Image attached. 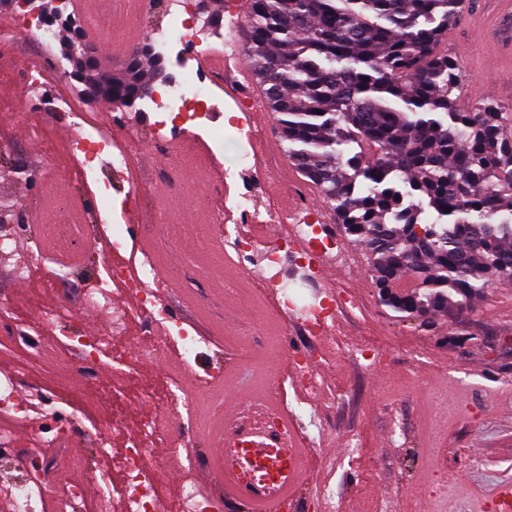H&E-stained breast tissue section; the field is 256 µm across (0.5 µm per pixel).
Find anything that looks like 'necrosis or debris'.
Returning <instances> with one entry per match:
<instances>
[{"label":"necrosis or debris","instance_id":"necrosis-or-debris-1","mask_svg":"<svg viewBox=\"0 0 512 512\" xmlns=\"http://www.w3.org/2000/svg\"><path fill=\"white\" fill-rule=\"evenodd\" d=\"M187 0H131L127 23L138 28L150 12L159 10L172 20L158 27L151 36L155 54L172 69V77L162 93L147 96L134 105H117L112 113L113 130L95 126L88 113L82 112L63 88L61 66L47 58L44 67L19 69L11 57H0V82L10 83L23 95L26 115L36 129L49 124L65 125L72 137V166L56 160V145L45 140L40 145V165L26 158H14L8 174L22 182L47 189L50 176L60 173L85 186L97 189L96 201L72 200L48 212L38 228L36 242H29L31 226L28 211L12 199L0 196V266L13 279L27 282L40 275L41 287L56 292L55 302L40 308L33 323H25L14 307L0 303V343L17 349L19 364L0 373V416L11 424L0 428V461L17 463V477L0 484V503L6 512H224V498L200 491L193 481H183L174 497L163 495L171 466H192L196 460L193 430L199 423L201 396H208L209 406L221 407L219 392L209 387L208 373L195 376L191 387L177 380L141 387L142 398L151 402L155 413L145 419L136 432L126 430V416L114 409L106 423L85 426L76 408L60 399L45 385L29 383L27 369L39 363L47 367L63 365L77 371L85 389H98L105 370L133 376L138 363L176 353L183 367L195 365L213 341L195 328L186 326L167 300L170 288H181L187 295L197 292L206 278L203 256L230 250L235 267L244 272L259 290H272L274 310L290 315L292 325L302 334L315 339L313 348L287 343L288 363L298 385L309 394L319 386L321 365L329 361L352 359L369 367L380 362L384 352L376 343L351 345L337 343L342 331V316L354 306V300L342 293L330 294L327 300L301 303L293 289L287 288L286 271L315 276L316 250L332 251L336 239L323 225L300 219L299 211L286 215L260 212L255 207L257 183L235 179L224 172L213 183L216 198H223L226 187L234 189L235 211L240 224L231 228L224 223L223 209L211 216L213 229L200 238L196 257L186 259L176 280L158 277L160 258L170 247L168 223L155 205L157 184H164L169 196L188 195L184 180L187 161L210 164L212 146L221 137L214 131V114L224 105L221 91L224 71L191 69V57L209 49L215 26L206 16L187 23L181 12ZM58 20L49 16L22 12L18 26L8 32L7 40L19 44L33 37L37 46H50L57 38ZM149 110L157 119L150 132H143L139 114ZM194 128L189 141H182V126ZM150 142L162 164L158 179L141 182L114 199L106 170L127 172L131 169L142 134ZM138 206L136 223H126L131 206ZM286 218L295 226L285 241L263 244L255 229ZM138 236L151 238L155 246L143 253L138 273H130L120 264L119 256ZM94 244L101 271L83 278L79 291L82 309L106 314L101 327L89 331L75 330L70 303L64 287L74 271L68 252ZM133 300L132 305L117 303L116 293ZM28 428L24 452H17L14 425ZM232 432L248 437L261 432L273 439L288 435L282 409L272 400L244 404L241 419L231 424ZM163 441L166 456L153 448ZM90 446L94 459L64 454L54 458L46 449L62 442ZM80 472V480L69 475Z\"/></svg>","mask_w":512,"mask_h":512}]
</instances>
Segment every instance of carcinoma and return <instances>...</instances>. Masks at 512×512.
<instances>
[{
  "label": "carcinoma",
  "mask_w": 512,
  "mask_h": 512,
  "mask_svg": "<svg viewBox=\"0 0 512 512\" xmlns=\"http://www.w3.org/2000/svg\"><path fill=\"white\" fill-rule=\"evenodd\" d=\"M463 0H251L245 55L288 158L370 256L381 302L429 318L512 283V112L461 104L439 46ZM89 99L132 106L164 70L70 60Z\"/></svg>",
  "instance_id": "cac0c4a2"
}]
</instances>
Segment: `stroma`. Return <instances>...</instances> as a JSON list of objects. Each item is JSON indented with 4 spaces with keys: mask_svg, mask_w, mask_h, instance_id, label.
<instances>
[{
    "mask_svg": "<svg viewBox=\"0 0 512 512\" xmlns=\"http://www.w3.org/2000/svg\"><path fill=\"white\" fill-rule=\"evenodd\" d=\"M476 7L472 18L449 27L444 40L464 76L461 100L467 105L491 101L512 108V67L485 66L487 57L499 50L496 0H476ZM20 99L16 87L0 83V141L12 150L11 155L0 156V166H9L15 154L34 163L40 160ZM262 129L269 150L279 157L280 170L291 176L283 191L307 192L317 219L332 224L334 215L319 191L294 172L276 116H269ZM208 186V180L197 179L194 197L179 204L182 238L160 265V277L178 273L194 248L193 235L205 229L213 206ZM334 234L336 253L320 257V276L307 296L317 301L332 290L352 296L356 309L343 318L347 339L355 344L376 340L387 349V357L369 369L354 361L323 368L322 388L310 395L293 381L277 346L281 319L268 295L247 304L216 301L205 307L175 288L169 299L178 313L216 345L199 360L198 368L226 367L224 393L237 402L248 401L251 392H264L268 382H275L276 397L287 413L301 405L316 420L321 440L308 458V482L300 490L301 499L312 497L328 482L338 503L361 497L381 504L383 512H406L408 490L431 483L442 471L447 489L433 499V512H472L476 493L512 479V285L493 284L470 309L435 316L432 327L426 328L418 320L397 318L381 304L365 249L342 228L335 227ZM0 295L13 299L31 321L50 297L37 282L18 285L1 268ZM240 349L247 352L254 372L247 393L236 390L229 372ZM30 375L50 378L86 420L102 421L112 411V374L102 375L94 392L82 391L79 376L67 368L49 374L34 369ZM343 386L348 387V396L335 402ZM355 435L362 439L363 452L351 459L347 450ZM437 444L445 453L436 460L430 450Z\"/></svg>",
    "mask_w": 512,
    "mask_h": 512,
    "instance_id": "obj_1",
    "label": "stroma"
}]
</instances>
